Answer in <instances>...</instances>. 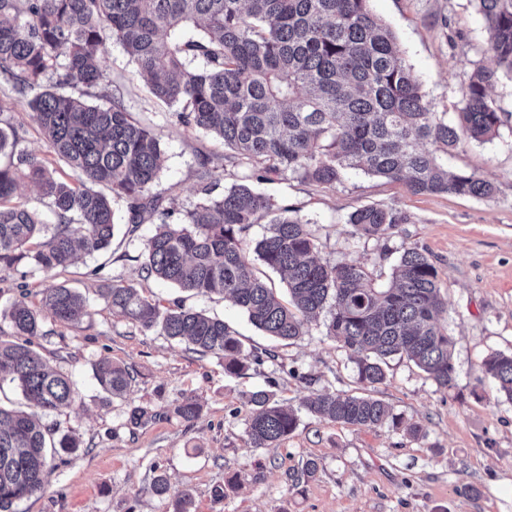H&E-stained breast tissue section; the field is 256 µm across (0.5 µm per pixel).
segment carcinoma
Listing matches in <instances>:
<instances>
[{"instance_id":"cac0c4a2","label":"carcinoma","mask_w":512,"mask_h":512,"mask_svg":"<svg viewBox=\"0 0 512 512\" xmlns=\"http://www.w3.org/2000/svg\"><path fill=\"white\" fill-rule=\"evenodd\" d=\"M369 0H0V78L27 101L47 156L23 152L0 166V270L27 263L44 272L65 269L83 253L108 248L115 234L112 204L128 213L127 234L158 216L143 242L146 277L200 295L231 300L265 335L290 341L324 310L325 335L349 350L358 381L376 387L383 364L405 355L448 389L455 381L453 339L440 325L446 312L438 271L428 255L403 250L393 283L375 288L357 263L330 266L317 255L316 236L298 210L258 193L254 180L270 175L332 186L347 170L402 182L415 194L490 198L485 178L448 170L441 161L467 141H485L503 124L504 109L490 95L497 74H512V0H477L490 32L488 61L467 76L454 118L437 112L406 65L391 29ZM118 43L151 93L175 105L184 129L224 141L231 163L248 172L215 194L218 167L204 158L196 170L198 201L170 217L174 200L151 194L165 152L152 129L135 122L121 93L104 84L99 54L105 38ZM79 90L66 96L44 86ZM109 105L87 100L91 90ZM64 162L70 180L55 177L49 157ZM38 187L54 223L11 204L19 182ZM263 217L268 228L248 252L246 237ZM405 222L396 210L365 206L349 223L368 236L388 237ZM287 277L288 300L257 276L252 258ZM121 315L145 330L185 339L193 352L224 357V372L240 376L260 357L223 320L176 304L163 307L119 280L99 284ZM85 298L59 285L40 305L20 292L4 317L13 341L0 340V384L17 385L28 410L0 406V512L44 489L48 458L80 447L76 430L59 433L47 411L72 405L73 382L51 369L35 348L50 336L47 322L77 325ZM486 374L512 401V353L483 361ZM96 379L108 398L124 399L133 377L101 358ZM246 435L253 448L278 446L298 425L297 413L272 391L245 394ZM305 409L353 427L403 426L382 400L322 391ZM201 405L183 398L174 413L195 420Z\"/></svg>"}]
</instances>
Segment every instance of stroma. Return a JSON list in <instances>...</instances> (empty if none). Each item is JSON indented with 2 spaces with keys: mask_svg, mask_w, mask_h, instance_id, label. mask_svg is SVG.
<instances>
[{
  "mask_svg": "<svg viewBox=\"0 0 512 512\" xmlns=\"http://www.w3.org/2000/svg\"><path fill=\"white\" fill-rule=\"evenodd\" d=\"M369 7L395 33L435 110L453 112L468 74L487 55L488 33L476 0H369ZM101 67L128 111L161 139L166 163L155 193L174 197L176 208L191 207L198 200L195 171L205 156L218 168L220 188L236 183L238 170L225 160L223 141L180 127L173 108L153 99L137 78L119 44L106 41ZM491 95L509 112L498 134L465 143L449 154L448 167L492 181L493 197L415 195L402 183L359 170L333 186L276 176L255 184L311 223L323 262L358 263L374 287L389 286L403 248L429 255L446 303L440 324L454 340L455 384L437 388L412 361L397 356L376 392L394 413L420 426L418 437L387 425L343 426L304 413L278 447H250L245 393L269 389L293 406L324 390L360 395L355 365L322 323L280 343L223 296H196L143 280L137 257L157 227L152 217L134 237L114 240L108 252L67 270L32 269L23 277L0 272V314L22 283L35 304L59 285L88 300L81 324L55 325L54 335L35 341L78 393L74 404L44 421L77 429L83 443L56 457L45 488L19 502L15 512H173L175 496L184 490L192 493L195 512H512V402L483 370L490 354L512 352V74L500 72ZM0 123L17 128L18 150L45 154L31 109L3 82ZM368 205L398 210L406 221L385 239L362 235L348 219ZM102 276L132 284L163 306L180 301L223 318L262 363L244 376H230L222 358L199 356L186 343L132 325L114 315L98 292ZM103 357L132 373L126 399L107 400L98 387L93 368ZM191 395L202 411L188 422L173 408ZM136 406L155 411L156 419L133 422ZM310 459L317 470L308 476L303 467ZM160 474L170 484L162 497L151 491Z\"/></svg>",
  "mask_w": 512,
  "mask_h": 512,
  "instance_id": "1",
  "label": "stroma"
}]
</instances>
